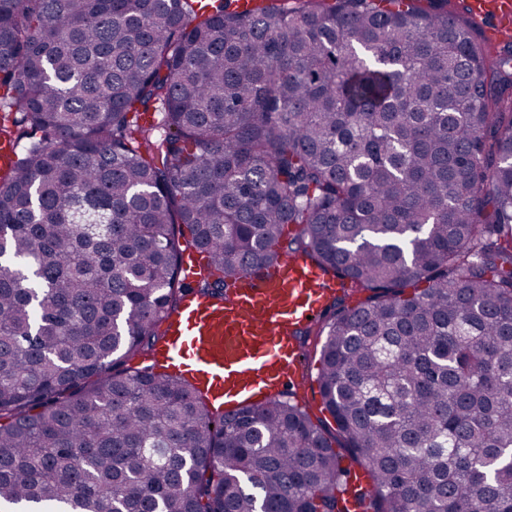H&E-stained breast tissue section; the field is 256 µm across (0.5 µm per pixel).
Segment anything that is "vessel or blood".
Here are the masks:
<instances>
[{
  "mask_svg": "<svg viewBox=\"0 0 512 512\" xmlns=\"http://www.w3.org/2000/svg\"><path fill=\"white\" fill-rule=\"evenodd\" d=\"M469 8L475 21L490 23L491 41L512 37V0H469ZM335 293V279L303 257L284 256L241 276L224 300L188 292L163 321L153 358L216 399L233 389L238 399L261 402L300 386L295 333L318 318Z\"/></svg>",
  "mask_w": 512,
  "mask_h": 512,
  "instance_id": "1",
  "label": "vessel or blood"
}]
</instances>
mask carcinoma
I'll use <instances>...</instances> for the list:
<instances>
[{"label": "carcinoma", "instance_id": "cac0c4a2", "mask_svg": "<svg viewBox=\"0 0 512 512\" xmlns=\"http://www.w3.org/2000/svg\"><path fill=\"white\" fill-rule=\"evenodd\" d=\"M447 4L0 0V512H512V40ZM285 254L332 430L146 362Z\"/></svg>", "mask_w": 512, "mask_h": 512}]
</instances>
